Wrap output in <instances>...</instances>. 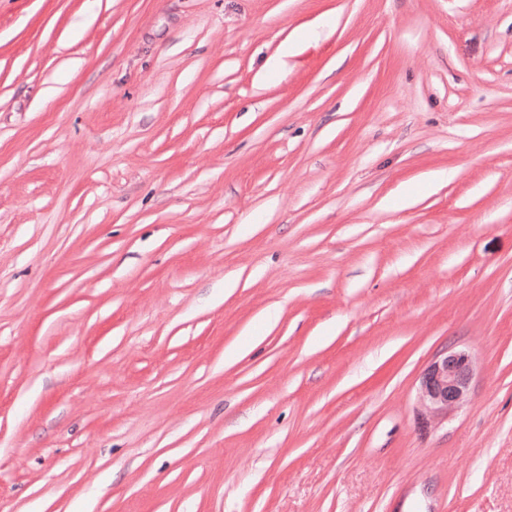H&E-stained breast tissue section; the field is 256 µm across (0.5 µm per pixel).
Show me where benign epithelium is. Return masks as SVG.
<instances>
[{"label": "benign epithelium", "mask_w": 512, "mask_h": 512, "mask_svg": "<svg viewBox=\"0 0 512 512\" xmlns=\"http://www.w3.org/2000/svg\"><path fill=\"white\" fill-rule=\"evenodd\" d=\"M472 373V359L462 350H444L435 356L417 393V414L423 426L439 425L468 401Z\"/></svg>", "instance_id": "obj_1"}]
</instances>
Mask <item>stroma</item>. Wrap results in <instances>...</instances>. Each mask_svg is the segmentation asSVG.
<instances>
[{
	"instance_id": "35a3bbf8",
	"label": "stroma",
	"mask_w": 512,
	"mask_h": 512,
	"mask_svg": "<svg viewBox=\"0 0 512 512\" xmlns=\"http://www.w3.org/2000/svg\"><path fill=\"white\" fill-rule=\"evenodd\" d=\"M0 512H512V0H0ZM473 373L470 355L462 350L439 352L425 369L417 393V414L424 427H435L468 401Z\"/></svg>"
}]
</instances>
